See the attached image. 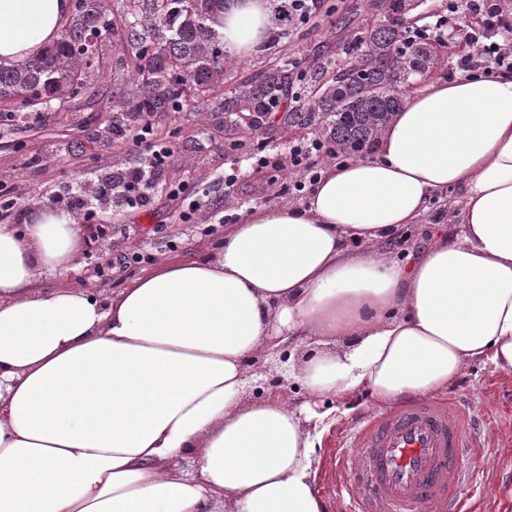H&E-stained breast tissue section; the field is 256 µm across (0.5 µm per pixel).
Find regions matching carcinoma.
<instances>
[{"mask_svg":"<svg viewBox=\"0 0 512 512\" xmlns=\"http://www.w3.org/2000/svg\"><path fill=\"white\" fill-rule=\"evenodd\" d=\"M113 11L102 0H73L61 37L23 64L0 63V105L22 112L52 107L93 92L110 37L118 41L119 69L130 75L112 92V111L134 119L142 112H186L200 104L224 113V134L247 138L278 111L290 127L323 125L334 150L358 155L373 145L403 103L405 86L432 68L437 47L405 26L409 0H384L388 22L354 39L360 51L352 64L322 82L318 97L296 103V63L286 59L257 76H241L224 88L238 65L227 57L219 30L234 0H116ZM270 42L320 14L322 0H310L305 15L291 0H272Z\"/></svg>","mask_w":512,"mask_h":512,"instance_id":"1","label":"carcinoma"}]
</instances>
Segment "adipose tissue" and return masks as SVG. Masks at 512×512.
<instances>
[{"instance_id":"ef3b65f1","label":"adipose tissue","mask_w":512,"mask_h":512,"mask_svg":"<svg viewBox=\"0 0 512 512\" xmlns=\"http://www.w3.org/2000/svg\"><path fill=\"white\" fill-rule=\"evenodd\" d=\"M70 0H0V61L58 37ZM270 0H237L224 43L263 42ZM461 195V229L394 259L386 235ZM81 229L0 224V512H326L314 465L335 402L446 391L471 362L512 374V71L430 81L373 157L326 167L305 205L259 208L213 258L160 259L112 298L39 287ZM304 347L287 396L255 363Z\"/></svg>"}]
</instances>
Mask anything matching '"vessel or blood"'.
Here are the masks:
<instances>
[{"mask_svg": "<svg viewBox=\"0 0 512 512\" xmlns=\"http://www.w3.org/2000/svg\"><path fill=\"white\" fill-rule=\"evenodd\" d=\"M473 418L444 401L406 400L364 415L336 443V464L357 488L352 512H463L468 459L481 455Z\"/></svg>", "mask_w": 512, "mask_h": 512, "instance_id": "obj_1", "label": "vessel or blood"}]
</instances>
